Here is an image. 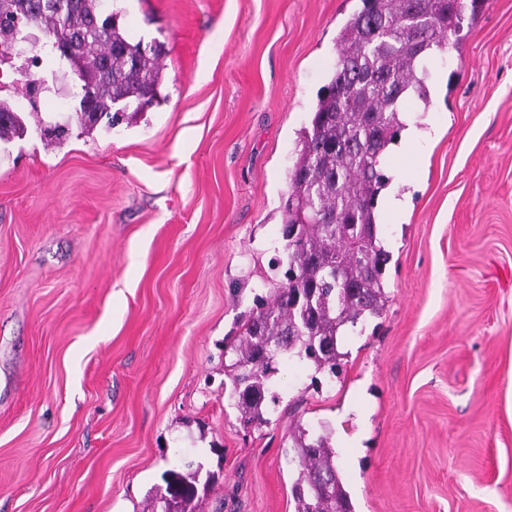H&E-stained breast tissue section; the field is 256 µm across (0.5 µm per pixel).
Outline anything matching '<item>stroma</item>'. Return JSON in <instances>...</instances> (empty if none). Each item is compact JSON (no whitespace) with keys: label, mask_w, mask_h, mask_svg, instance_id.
<instances>
[{"label":"stroma","mask_w":512,"mask_h":512,"mask_svg":"<svg viewBox=\"0 0 512 512\" xmlns=\"http://www.w3.org/2000/svg\"><path fill=\"white\" fill-rule=\"evenodd\" d=\"M361 7L108 0L164 45L168 96L110 128L79 124L70 70L0 63L27 127L0 141V512H153L173 468L210 477L196 512H293L299 422L330 432L356 512H512V0L464 18L405 105L431 138L384 167L410 195L379 217L389 301L338 376L278 363L258 428L224 392Z\"/></svg>","instance_id":"stroma-1"}]
</instances>
